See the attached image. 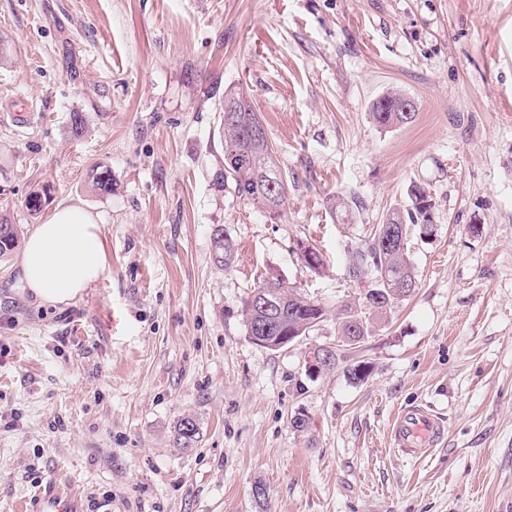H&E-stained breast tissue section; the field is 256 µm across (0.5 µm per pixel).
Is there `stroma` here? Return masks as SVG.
Returning a JSON list of instances; mask_svg holds the SVG:
<instances>
[{"label": "stroma", "mask_w": 512, "mask_h": 512, "mask_svg": "<svg viewBox=\"0 0 512 512\" xmlns=\"http://www.w3.org/2000/svg\"><path fill=\"white\" fill-rule=\"evenodd\" d=\"M240 83L286 181L275 215L215 184ZM391 90L415 100L411 125L373 122ZM18 99L34 107L27 127L0 121V215L25 238L82 203L106 253L81 296L47 308L0 259V512L51 485L83 512H512V0H0V114ZM99 165L111 194L92 189ZM414 182L437 207L431 239L407 227L415 292L308 377L363 291L349 248ZM271 277L327 310L279 350L243 312ZM417 403L447 428L421 461L388 435ZM174 443L177 448L187 451L188 448H196L200 432L196 422L189 417L182 418L174 426Z\"/></svg>", "instance_id": "obj_1"}]
</instances>
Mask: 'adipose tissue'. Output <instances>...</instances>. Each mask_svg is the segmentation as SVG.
Here are the masks:
<instances>
[{"instance_id":"1","label":"adipose tissue","mask_w":512,"mask_h":512,"mask_svg":"<svg viewBox=\"0 0 512 512\" xmlns=\"http://www.w3.org/2000/svg\"><path fill=\"white\" fill-rule=\"evenodd\" d=\"M104 257L97 218L80 204L62 203L25 240L18 258L21 282L37 302L65 304L89 288Z\"/></svg>"}]
</instances>
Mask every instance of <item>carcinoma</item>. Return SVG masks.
I'll list each match as a JSON object with an SVG mask.
<instances>
[{
	"label": "carcinoma",
	"mask_w": 512,
	"mask_h": 512,
	"mask_svg": "<svg viewBox=\"0 0 512 512\" xmlns=\"http://www.w3.org/2000/svg\"><path fill=\"white\" fill-rule=\"evenodd\" d=\"M405 95L391 91L370 106L373 121L381 127H402L412 124L415 112L398 111ZM217 184L231 183L238 196L277 212L286 203V184L278 170L268 136L257 112L251 106L246 88L228 86L224 89V168L217 173ZM92 187L101 195L112 193V171L99 166L92 173ZM435 201L424 187L409 186L407 198L390 209L383 222L372 228L367 239L351 247L347 260V275L353 281L364 278L371 286L356 305L345 303L336 314L338 335L342 345L360 347L373 335L375 319L381 317L418 288L408 247L398 242L384 243L385 228L419 227L424 238H430L435 226ZM20 242L16 225L0 218V258L9 255ZM217 262L229 267L234 256V244L228 237L217 239ZM268 291V297L278 305L277 317L282 331H299L315 316L326 317V309L315 312L305 307L307 297L276 278L266 280L254 292ZM200 439L196 422L185 417L174 426V443L183 450L197 447Z\"/></svg>",
	"instance_id": "carcinoma-1"
}]
</instances>
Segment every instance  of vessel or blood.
Listing matches in <instances>:
<instances>
[{
    "label": "vessel or blood",
    "mask_w": 512,
    "mask_h": 512,
    "mask_svg": "<svg viewBox=\"0 0 512 512\" xmlns=\"http://www.w3.org/2000/svg\"><path fill=\"white\" fill-rule=\"evenodd\" d=\"M446 427L425 405L417 404L399 411L390 423L391 440L402 454L414 459L427 456L440 442ZM31 512H79L76 497L53 491L37 497Z\"/></svg>",
    "instance_id": "obj_1"
}]
</instances>
